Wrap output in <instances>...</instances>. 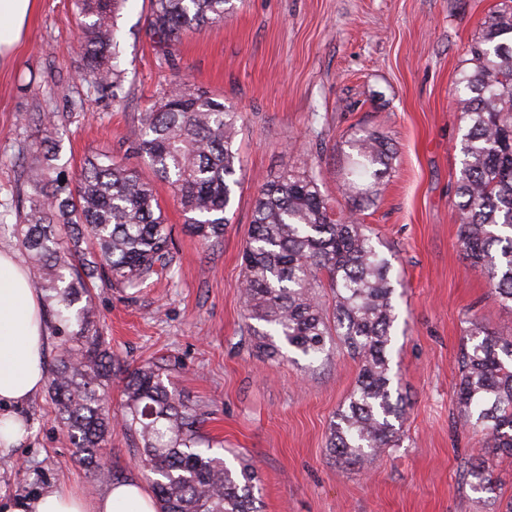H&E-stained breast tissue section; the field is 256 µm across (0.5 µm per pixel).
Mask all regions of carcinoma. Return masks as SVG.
Masks as SVG:
<instances>
[{"label": "carcinoma", "instance_id": "obj_1", "mask_svg": "<svg viewBox=\"0 0 512 512\" xmlns=\"http://www.w3.org/2000/svg\"><path fill=\"white\" fill-rule=\"evenodd\" d=\"M123 0H75L82 31L81 77L120 88L112 63L116 33L111 18ZM233 0H151L149 28L175 50L178 35L220 21ZM470 67L458 83V112L466 132L455 182L457 244L486 279L491 295L512 308V5L492 12L468 46ZM48 136L27 148V205L0 228L17 239L23 259L37 271L48 323L60 351L48 381L57 418L79 459L99 479L116 480L102 450L115 427L138 439L158 512H260L255 469L232 468L199 433L204 411L147 363L125 377V413L108 407L112 352L98 332L92 290L97 282L138 291L173 264L170 229L155 182L108 156L91 154L72 185L49 142L60 117L39 116ZM239 115L184 81L169 84L134 129L137 153L156 182L167 185L188 214L186 228L208 243L224 236L225 216L240 164ZM347 211L336 216L321 191L315 165L287 169L264 183L254 204L243 250L245 315L271 328L253 330L254 348L268 360L292 349L317 359L336 335L361 366L356 386L338 409L329 450L354 467L365 456L398 446L396 422L407 402L390 376L391 328L396 319L391 261L358 222L370 200L357 178L377 184L394 152L380 133L349 141ZM333 293L326 307L320 288ZM456 398L484 445L512 456V336L468 321L459 360ZM465 475L475 490H493L489 460L472 458Z\"/></svg>", "mask_w": 512, "mask_h": 512}]
</instances>
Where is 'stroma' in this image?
I'll use <instances>...</instances> for the list:
<instances>
[{
    "mask_svg": "<svg viewBox=\"0 0 512 512\" xmlns=\"http://www.w3.org/2000/svg\"><path fill=\"white\" fill-rule=\"evenodd\" d=\"M503 0H237L222 21L183 33L165 53L148 26L150 0H126L114 15L120 95L93 88L73 0H37L11 61L0 62V203L22 205V148L41 141L38 112L67 115L60 160L76 178L84 158L111 156L152 180L130 130L167 84L182 80L240 114L242 167L221 239L202 243L166 185L158 198L172 229L171 274L138 293L97 286L99 330L117 357L113 412L126 372L161 365L174 386L204 406L205 437L228 464H252L261 512H504L512 458L485 448L464 423L454 385L465 321L512 334V310L457 246L454 182L465 124L457 110L467 49ZM383 134L395 158L360 221L393 265L391 367L408 398L400 445L344 470L328 442L359 362L329 339L316 361L260 357L244 317L241 254L259 186L287 167L317 165L334 210L348 168V141ZM33 426L24 444L0 451V503L63 484L87 500L108 483L80 464L55 405L40 392L22 410ZM104 456L113 471L145 482L137 441L113 434ZM493 462L495 490L473 491L465 460ZM41 477L31 481L29 467Z\"/></svg>",
    "mask_w": 512,
    "mask_h": 512,
    "instance_id": "1",
    "label": "stroma"
}]
</instances>
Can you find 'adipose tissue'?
Instances as JSON below:
<instances>
[{
  "label": "adipose tissue",
  "mask_w": 512,
  "mask_h": 512,
  "mask_svg": "<svg viewBox=\"0 0 512 512\" xmlns=\"http://www.w3.org/2000/svg\"><path fill=\"white\" fill-rule=\"evenodd\" d=\"M34 5L35 0H0V60L11 57ZM49 339L40 291L17 253L0 248V442L5 445L26 437L16 418L45 385L44 351ZM8 512H157V508L144 487L133 481L113 486L93 503L72 489L49 485Z\"/></svg>",
  "instance_id": "adipose-tissue-1"
}]
</instances>
